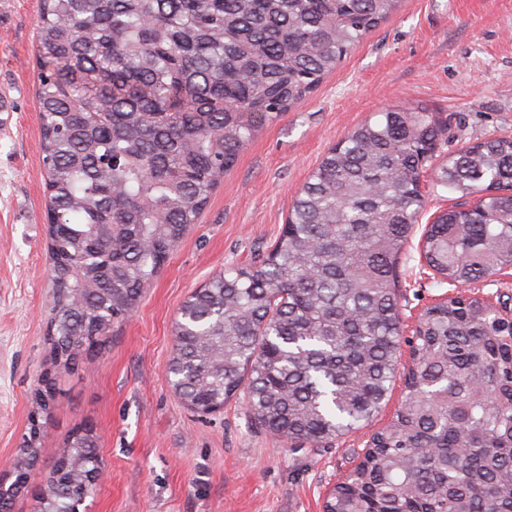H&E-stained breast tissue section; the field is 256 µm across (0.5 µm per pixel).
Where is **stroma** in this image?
I'll return each mask as SVG.
<instances>
[{"instance_id": "stroma-1", "label": "stroma", "mask_w": 512, "mask_h": 512, "mask_svg": "<svg viewBox=\"0 0 512 512\" xmlns=\"http://www.w3.org/2000/svg\"><path fill=\"white\" fill-rule=\"evenodd\" d=\"M39 0H0V474L30 428L35 393L52 367L44 170L38 150L35 28ZM447 116L438 160L494 135H512V0H405L307 100L240 153L133 312L101 347L56 375L40 420L49 473L72 430L92 425L105 478L94 512H322L327 493L399 407L396 378L363 429L322 448L283 445L243 404L201 415L164 369L183 301L220 271L267 255L291 203L328 148L392 107ZM404 332L400 366L420 313L454 289L423 268L419 241L399 260Z\"/></svg>"}]
</instances>
